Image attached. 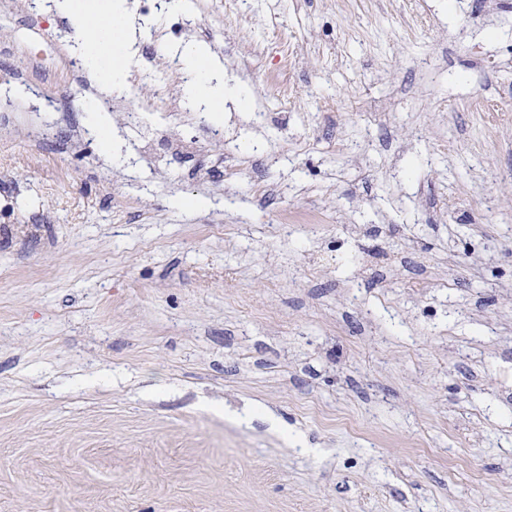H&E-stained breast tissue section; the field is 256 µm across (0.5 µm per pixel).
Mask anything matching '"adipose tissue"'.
I'll use <instances>...</instances> for the list:
<instances>
[{"label": "adipose tissue", "instance_id": "ef3b65f1", "mask_svg": "<svg viewBox=\"0 0 512 512\" xmlns=\"http://www.w3.org/2000/svg\"><path fill=\"white\" fill-rule=\"evenodd\" d=\"M56 8L83 32L80 50L92 76L107 89L124 92L126 64L145 28L134 27L128 9L111 0H57ZM185 99L198 112L224 109V64L207 46L189 53Z\"/></svg>", "mask_w": 512, "mask_h": 512}]
</instances>
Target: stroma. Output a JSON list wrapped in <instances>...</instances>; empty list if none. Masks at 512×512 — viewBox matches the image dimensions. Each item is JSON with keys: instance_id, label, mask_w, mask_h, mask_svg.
I'll list each match as a JSON object with an SVG mask.
<instances>
[{"instance_id": "obj_1", "label": "stroma", "mask_w": 512, "mask_h": 512, "mask_svg": "<svg viewBox=\"0 0 512 512\" xmlns=\"http://www.w3.org/2000/svg\"><path fill=\"white\" fill-rule=\"evenodd\" d=\"M136 22L130 94L182 95L199 36ZM33 28L0 15V512H512V0L225 11L252 96L189 160L123 93L106 155L79 31Z\"/></svg>"}]
</instances>
